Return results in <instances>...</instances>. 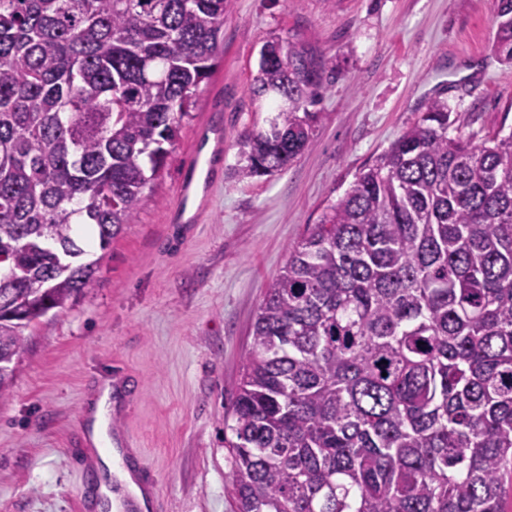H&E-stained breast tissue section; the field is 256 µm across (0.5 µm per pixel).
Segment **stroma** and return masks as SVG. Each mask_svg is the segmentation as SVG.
Segmentation results:
<instances>
[{
	"label": "stroma",
	"instance_id": "35a3bbf8",
	"mask_svg": "<svg viewBox=\"0 0 512 512\" xmlns=\"http://www.w3.org/2000/svg\"><path fill=\"white\" fill-rule=\"evenodd\" d=\"M491 0H232L218 66L193 93L160 175L109 247L96 283L26 330L29 348L0 402V512H98L72 457L96 461L81 418L90 380L119 374L138 392L118 427L158 479L157 512H237L224 437L252 325L289 244L317 224L356 173L447 102L462 132H512V63L494 50ZM278 37L333 60L318 90L314 144L287 168L233 177L238 143L271 113L249 93ZM224 121V160L197 224H174L194 140Z\"/></svg>",
	"mask_w": 512,
	"mask_h": 512
}]
</instances>
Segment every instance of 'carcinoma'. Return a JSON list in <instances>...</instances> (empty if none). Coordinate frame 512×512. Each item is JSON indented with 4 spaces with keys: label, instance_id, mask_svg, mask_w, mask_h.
<instances>
[{
    "label": "carcinoma",
    "instance_id": "1",
    "mask_svg": "<svg viewBox=\"0 0 512 512\" xmlns=\"http://www.w3.org/2000/svg\"><path fill=\"white\" fill-rule=\"evenodd\" d=\"M512 62V0H494ZM229 0H0V400L23 330L95 286L72 236L131 223L216 67ZM333 62L260 50L237 179L312 147ZM23 301L25 314L14 316ZM238 512H506L512 496V132L433 100L308 236L252 328L229 426Z\"/></svg>",
    "mask_w": 512,
    "mask_h": 512
}]
</instances>
